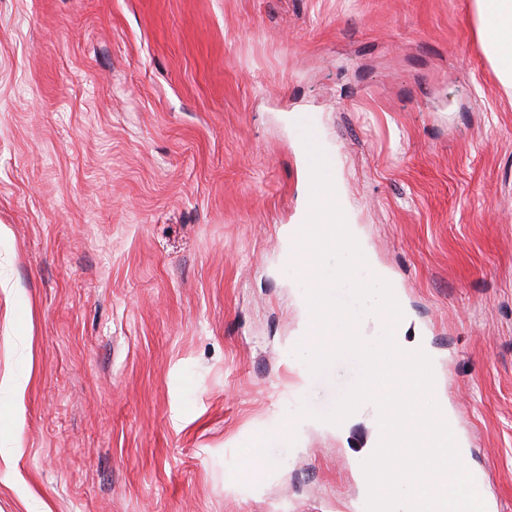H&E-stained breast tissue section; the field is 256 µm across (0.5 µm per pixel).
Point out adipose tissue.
<instances>
[{"label":"adipose tissue","instance_id":"ef3b65f1","mask_svg":"<svg viewBox=\"0 0 512 512\" xmlns=\"http://www.w3.org/2000/svg\"><path fill=\"white\" fill-rule=\"evenodd\" d=\"M483 51L498 79L512 89V0H473ZM30 372L0 377V456L14 455L19 446L11 433V412L25 391Z\"/></svg>","mask_w":512,"mask_h":512}]
</instances>
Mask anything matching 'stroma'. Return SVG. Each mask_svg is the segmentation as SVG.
I'll return each instance as SVG.
<instances>
[{
  "instance_id": "obj_1",
  "label": "stroma",
  "mask_w": 512,
  "mask_h": 512,
  "mask_svg": "<svg viewBox=\"0 0 512 512\" xmlns=\"http://www.w3.org/2000/svg\"><path fill=\"white\" fill-rule=\"evenodd\" d=\"M512 512V91L472 0H0V512H355L368 418L271 448L309 208L294 115ZM24 341V361L27 364L25 371L16 374H5L0 377V456L3 459L14 455L18 451L17 448H22L11 433L10 423L12 421V408L15 402L23 396L31 377V346L27 336H22V342ZM2 432L5 434L3 446Z\"/></svg>"
}]
</instances>
